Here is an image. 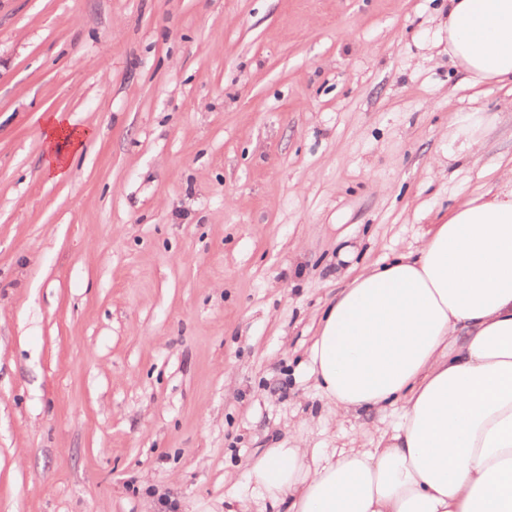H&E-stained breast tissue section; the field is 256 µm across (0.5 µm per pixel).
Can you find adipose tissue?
Masks as SVG:
<instances>
[{
    "label": "adipose tissue",
    "mask_w": 512,
    "mask_h": 512,
    "mask_svg": "<svg viewBox=\"0 0 512 512\" xmlns=\"http://www.w3.org/2000/svg\"><path fill=\"white\" fill-rule=\"evenodd\" d=\"M448 60L512 85V0H448ZM90 129L45 116L44 168L64 176ZM332 416L402 401L370 448L300 437L251 464L285 512H512V176L458 202L416 250L357 274L308 349Z\"/></svg>",
    "instance_id": "ef3b65f1"
}]
</instances>
